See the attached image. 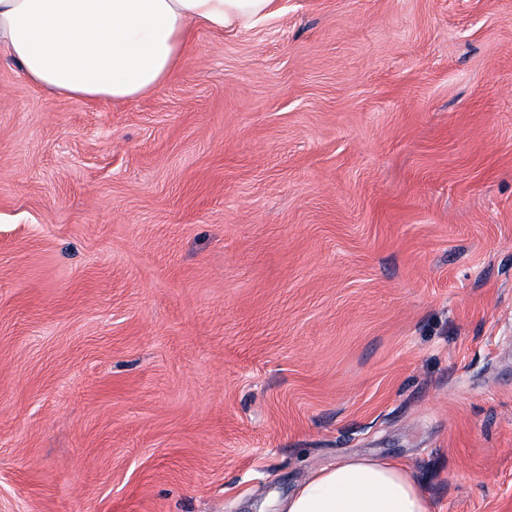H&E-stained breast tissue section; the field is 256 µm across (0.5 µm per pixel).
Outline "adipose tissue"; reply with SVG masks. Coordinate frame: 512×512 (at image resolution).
<instances>
[{
    "instance_id": "obj_1",
    "label": "adipose tissue",
    "mask_w": 512,
    "mask_h": 512,
    "mask_svg": "<svg viewBox=\"0 0 512 512\" xmlns=\"http://www.w3.org/2000/svg\"><path fill=\"white\" fill-rule=\"evenodd\" d=\"M280 12V0H0V51L40 88L124 101L176 74L194 30L243 32ZM279 512H431V505L407 464L350 457L315 472Z\"/></svg>"
}]
</instances>
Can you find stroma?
<instances>
[{"label":"stroma","instance_id":"1","mask_svg":"<svg viewBox=\"0 0 512 512\" xmlns=\"http://www.w3.org/2000/svg\"><path fill=\"white\" fill-rule=\"evenodd\" d=\"M282 5L129 101L0 61V512H512V0ZM278 512H431V505L407 464L350 457L315 472Z\"/></svg>","mask_w":512,"mask_h":512}]
</instances>
